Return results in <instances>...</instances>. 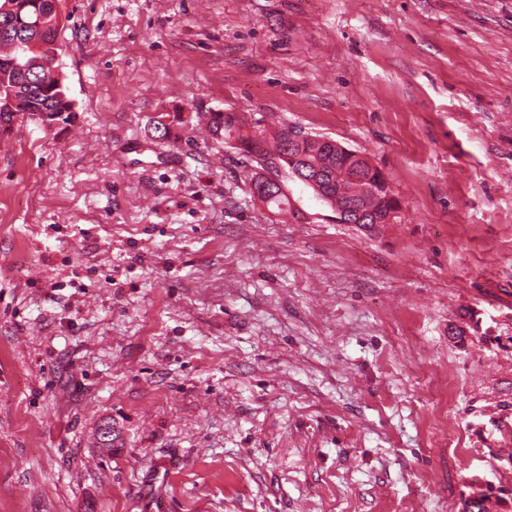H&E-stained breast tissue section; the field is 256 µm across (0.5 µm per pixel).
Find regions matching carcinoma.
<instances>
[{"label": "carcinoma", "mask_w": 512, "mask_h": 512, "mask_svg": "<svg viewBox=\"0 0 512 512\" xmlns=\"http://www.w3.org/2000/svg\"><path fill=\"white\" fill-rule=\"evenodd\" d=\"M7 1L13 4V10L0 13V46L9 48L0 54V126L12 125L20 115L42 123L57 121L71 110L64 77L58 72L33 74L32 88L18 91L22 77L13 62L57 55L58 30L39 29L43 0H0V7ZM209 127L212 135L235 143L237 150L255 158L262 170L276 172L281 165L292 176L305 178L306 185L323 202L340 212L341 222L357 218L358 208L367 217H381L400 209L395 196L382 188L385 179L379 169L359 167L351 152L328 144L292 143L286 128L270 144L263 136L250 133L243 117L235 112L211 113ZM259 202L274 214L285 213L290 207L287 192L279 187L260 195Z\"/></svg>", "instance_id": "carcinoma-1"}]
</instances>
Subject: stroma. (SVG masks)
Returning a JSON list of instances; mask_svg holds the SVG:
<instances>
[{
	"mask_svg": "<svg viewBox=\"0 0 512 512\" xmlns=\"http://www.w3.org/2000/svg\"><path fill=\"white\" fill-rule=\"evenodd\" d=\"M59 6L73 112L0 132V512H512V0ZM213 112L397 221L284 168L269 213ZM211 134L234 142L233 146L260 164L261 170L278 172L277 160L326 204L336 208L339 221L357 219L356 209L362 208L366 222L373 225L374 217L385 216L390 210H400L399 201L390 191L381 187L385 182L379 169L358 168L359 161L351 150H337L328 144L318 146L315 142H288V128L281 129L269 144L264 136L251 134L242 116L235 112H213L209 118ZM308 182H304L301 178ZM368 201V205L367 202ZM340 211H345L346 215ZM397 211H390L381 220L391 224L398 218ZM279 186L283 188L281 181L275 180ZM276 187L274 190L271 188L264 194H261L258 201L267 207V209L274 214H282L288 211L290 207V199L286 191Z\"/></svg>",
	"mask_w": 512,
	"mask_h": 512,
	"instance_id": "obj_1",
	"label": "stroma"
}]
</instances>
